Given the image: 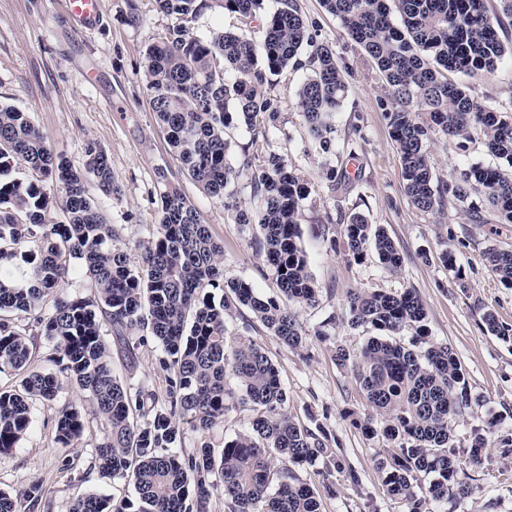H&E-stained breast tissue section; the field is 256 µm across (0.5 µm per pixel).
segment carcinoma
<instances>
[{
  "label": "carcinoma",
  "instance_id": "1",
  "mask_svg": "<svg viewBox=\"0 0 512 512\" xmlns=\"http://www.w3.org/2000/svg\"><path fill=\"white\" fill-rule=\"evenodd\" d=\"M173 23L145 54L143 82L153 112L181 167L207 193L224 197L240 224H256L254 240L284 299L258 294L240 279L224 280V248L212 237L196 207L158 172L162 213L156 234L138 244L134 264L119 230L106 222L88 179L106 196L119 191L106 155L91 145L80 166L56 155L47 136L27 113L0 105V374L18 377L17 388L0 389V455L19 447L32 431L36 406L76 386L96 406L103 436L90 468L104 478L132 484L134 498L84 493L70 512H210L219 492L232 512H321L314 488L297 479L294 468L313 465L326 448V436L296 423L272 360L253 343L232 334L229 322L244 307L254 321L292 349L303 347L304 331L290 305H312L319 289L300 246V211L317 206L310 183L289 169L273 151L249 153L240 164L229 159L225 130L266 117L277 126L279 112L263 86L268 76L288 67H307L296 105L307 125L310 148L339 154L336 112L347 95L336 52L319 43L306 27L295 0L266 21L257 44L243 32L214 30L197 36L187 22L207 7L204 0H155ZM224 10L249 20L261 0H217ZM393 6H388V3ZM486 0H322L349 36L374 61L383 77L379 100L402 165L405 192L424 212H440L448 202L466 204L470 191L483 192L500 223L512 224V175L497 166L471 164L448 180L433 176L427 155L431 135L483 139L492 156L512 167V120L483 104L469 87L448 81L446 72H492L512 58L489 15ZM308 51L307 61L299 56ZM250 174L253 209L239 205L233 188ZM62 198L65 221L52 223V197ZM342 240L331 250L359 261L373 249L388 270L402 255L386 231L357 212L338 211ZM483 264L512 286V250L494 242L481 252ZM85 277L90 294H59L69 280ZM220 288L215 302L207 288ZM57 294L48 306L44 299ZM348 322L379 332L352 354L336 348V361L351 365L368 409L354 425L374 435L383 425L389 445L378 453L377 470L387 495L407 512H430L432 502L457 503L474 486L459 479L456 425L475 399L458 358L448 345L429 336L424 305L411 289L400 294L352 288L346 294ZM487 332L506 337L512 330L492 310L482 315ZM37 329L52 347V369L28 371ZM144 335L130 338V331ZM410 334L404 342L399 335ZM123 341L129 363L134 350L153 339L162 349L166 372L160 396L142 378L132 387L117 377L108 337ZM238 384L234 391L227 376ZM249 407L247 428L224 441L210 432L230 412ZM198 437L197 449L182 459L184 427ZM85 417L74 405L54 422L53 441L66 448L81 436ZM487 436L476 429L467 459L481 462ZM282 464L273 470V461ZM33 485L20 507L0 491V512H34L43 498Z\"/></svg>",
  "mask_w": 512,
  "mask_h": 512
}]
</instances>
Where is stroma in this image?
<instances>
[{"mask_svg":"<svg viewBox=\"0 0 512 512\" xmlns=\"http://www.w3.org/2000/svg\"><path fill=\"white\" fill-rule=\"evenodd\" d=\"M302 17L317 40L328 43L345 72L348 93L336 114V140L348 143L357 158L349 163L331 154L309 150L308 132L296 107V90L306 72L288 68L270 76L264 89L277 102L280 117L268 133L271 150L283 156L290 169L306 177L320 197L317 206H303L300 244L309 271L319 289L316 305L294 306L306 332L305 345L295 350L253 322L248 310L234 315L232 331L261 347L279 370L287 393L290 415L308 429L323 428L327 452L315 466L296 469V476L311 483L322 500V512H406L404 502L387 496L375 467V455L384 447L382 437L370 438L356 429L350 412H365L364 395L351 367L337 364V347L358 352L374 331L348 323L346 292L375 288L388 293L413 289L425 306L432 338L455 352L478 403L455 429V443L467 445L471 429L496 420L483 462L465 466L474 493L460 504L435 503L431 512H512V338L487 333L485 310L512 326V288L504 286L483 265L481 252L494 241L512 249V224L497 223L485 213L474 223L469 207L448 204L444 212L427 213L409 201L399 155L379 100L385 89L374 62L343 31L339 20L321 0H296ZM138 22H130V12ZM155 0H101L96 25L74 34L63 13L50 9L47 0H0V104L28 113L43 131L54 153L79 165L88 145L106 154L120 191L111 196L91 187V194L109 224L121 232L138 259V241L151 236L161 215L158 170H165L201 214L214 239L224 247L225 279L250 282L264 296L279 289L253 240L257 225L236 223L220 197L208 195L184 171L171 152L142 81L145 52L170 25ZM96 80H88V71ZM450 80L466 83L482 103L512 106V59L493 73L466 78L450 73ZM435 178L449 179L454 169L471 163L497 165L482 139L466 145L443 135L428 143ZM345 166L347 188L330 190L322 178L325 168ZM362 212L381 225L403 257L399 272H388L374 253L356 262L331 251L330 238L342 227L326 221L336 209ZM453 251L456 265L441 260ZM112 363L127 375L130 385L150 376L157 391L165 389V374L158 365L160 347L152 341L140 346L134 369L120 345L111 344ZM77 405L86 426L70 447H57L52 428L60 408ZM102 436L96 407L75 389L63 390L53 401L38 405L31 433L11 454L0 456V491L21 498L33 483H41L40 512H69L78 494L132 495L122 480L88 471L95 444Z\"/></svg>","mask_w":512,"mask_h":512,"instance_id":"35a3bbf8","label":"stroma"}]
</instances>
